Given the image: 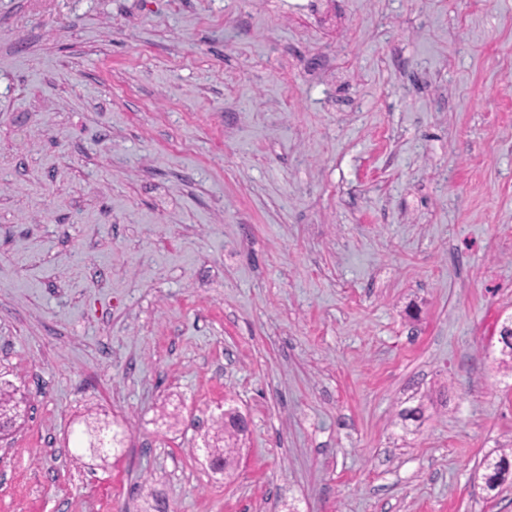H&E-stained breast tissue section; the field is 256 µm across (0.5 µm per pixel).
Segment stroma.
Listing matches in <instances>:
<instances>
[{"mask_svg":"<svg viewBox=\"0 0 512 512\" xmlns=\"http://www.w3.org/2000/svg\"><path fill=\"white\" fill-rule=\"evenodd\" d=\"M510 315L512 0H0V512H512ZM22 402H27L24 395L17 397V389L3 387L0 384V434L1 438L8 436L10 429L13 428L20 418L18 409ZM216 425L212 442L208 439L205 448H209L213 456L224 459V474H226L235 463L238 451L235 441H237L238 436L247 431L246 420L239 411L229 408L224 409V412L216 421ZM509 457L512 459V448H502L499 455L485 460L484 479L489 489L495 490L506 481L511 466Z\"/></svg>","mask_w":512,"mask_h":512,"instance_id":"35a3bbf8","label":"stroma"}]
</instances>
